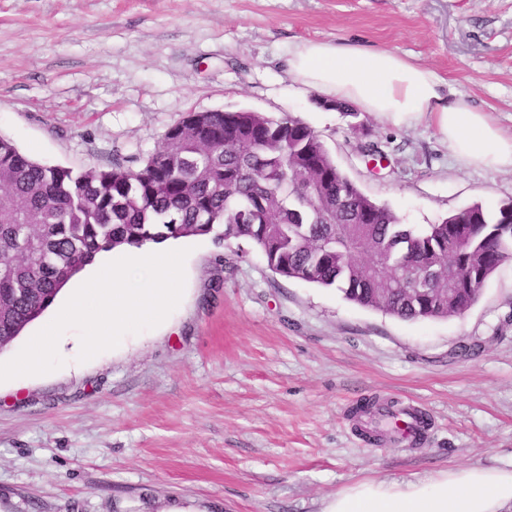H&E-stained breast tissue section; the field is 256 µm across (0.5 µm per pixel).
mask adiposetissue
<instances>
[{
    "label": "adipose tissue",
    "instance_id": "1",
    "mask_svg": "<svg viewBox=\"0 0 512 512\" xmlns=\"http://www.w3.org/2000/svg\"><path fill=\"white\" fill-rule=\"evenodd\" d=\"M287 73L325 101L397 125L430 119L466 164L512 168V136L464 98H448L432 70L392 52L309 41L289 51ZM322 512H512V469L478 465L427 481H362L328 497Z\"/></svg>",
    "mask_w": 512,
    "mask_h": 512
}]
</instances>
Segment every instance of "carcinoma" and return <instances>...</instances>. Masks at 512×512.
Masks as SVG:
<instances>
[{
  "label": "carcinoma",
  "mask_w": 512,
  "mask_h": 512,
  "mask_svg": "<svg viewBox=\"0 0 512 512\" xmlns=\"http://www.w3.org/2000/svg\"><path fill=\"white\" fill-rule=\"evenodd\" d=\"M208 235L246 240L274 273L334 286L361 307L445 319L512 262V201L417 230L366 196L290 115L188 112L137 169L42 165L1 136L0 345L99 253Z\"/></svg>",
  "instance_id": "1"
}]
</instances>
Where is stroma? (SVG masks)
Listing matches in <instances>:
<instances>
[{
  "mask_svg": "<svg viewBox=\"0 0 512 512\" xmlns=\"http://www.w3.org/2000/svg\"><path fill=\"white\" fill-rule=\"evenodd\" d=\"M306 41L426 66L512 134V0H0V136L46 165L136 168L185 113L246 109L310 126L416 228L512 200L511 169L460 163L429 120L319 106L284 67ZM165 246L189 255L162 324L0 383V512H321L359 481L512 462V264L462 315L411 322L244 240ZM367 399L419 407L425 438L364 439Z\"/></svg>",
  "mask_w": 512,
  "mask_h": 512,
  "instance_id": "stroma-1",
  "label": "stroma"
}]
</instances>
